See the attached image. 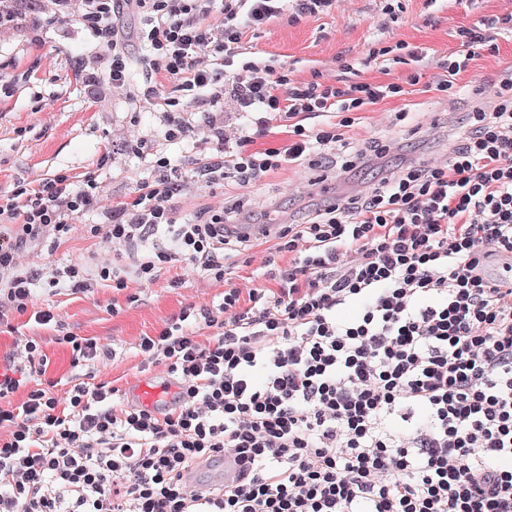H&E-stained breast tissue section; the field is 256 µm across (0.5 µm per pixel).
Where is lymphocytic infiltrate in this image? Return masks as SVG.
Segmentation results:
<instances>
[{
	"label": "lymphocytic infiltrate",
	"instance_id": "obj_1",
	"mask_svg": "<svg viewBox=\"0 0 512 512\" xmlns=\"http://www.w3.org/2000/svg\"><path fill=\"white\" fill-rule=\"evenodd\" d=\"M289 0H68L112 53L109 80L129 79L130 52L116 19L127 3L145 16L142 65L186 89L224 97L226 67L244 27L278 17ZM222 25L208 24L213 12ZM512 15L460 28L436 89L455 94L479 52H497ZM244 107L281 114L284 142L238 149L205 163L206 185L260 182L285 166L323 167L326 147L362 112L400 96L395 81L289 85L270 65H250L233 87ZM336 112L337 127L302 116ZM446 162H403L370 192L316 207L307 221L279 225L275 252L287 265L264 285L231 288L217 309L182 310L139 337L145 364L176 381L164 405L117 402L111 381L65 392L47 379L35 339L0 365V512H512V284L495 281L512 260V73L492 106L475 102ZM181 171L155 154L132 201L107 224L79 218L99 208L95 180L20 182L0 203V321L34 311L36 287L88 292L126 286L112 259L161 229L172 250L146 254L144 284L181 260L223 280L224 256L246 236L224 227L241 200L177 224L170 200ZM81 234L96 239L95 265L75 259L30 269V246ZM361 308L339 317L350 302ZM236 461L223 488L192 489L185 473L215 456Z\"/></svg>",
	"mask_w": 512,
	"mask_h": 512
}]
</instances>
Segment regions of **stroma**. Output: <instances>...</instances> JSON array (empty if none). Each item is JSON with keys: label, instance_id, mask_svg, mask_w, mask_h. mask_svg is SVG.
<instances>
[{"label": "stroma", "instance_id": "obj_1", "mask_svg": "<svg viewBox=\"0 0 512 512\" xmlns=\"http://www.w3.org/2000/svg\"><path fill=\"white\" fill-rule=\"evenodd\" d=\"M0 5L12 14L11 22L0 25V200L9 198L23 180L63 174L77 189L92 178L104 201L82 216L85 224L106 223L113 205L133 199L138 183L148 175L145 157L157 151L166 153L185 178L182 191L170 201L176 223L193 221L207 209H221L233 198L247 201L253 224L303 220L323 200L373 188L399 157L423 165L445 161L475 89L491 99L494 82L512 71V33L504 31L498 52L478 56L461 75L454 98L440 99L433 88L440 62L457 46L460 27L512 13V0H334L328 11L300 16L285 9L267 26L245 30V59L272 62L295 81L316 76L330 85L391 75L403 84V95L364 112L344 138L359 145L374 138L389 140L401 145L402 152L351 170L299 167L278 171L252 186L228 180L208 187L197 180L196 170L226 150L223 141L208 136L210 127L232 136L262 123L270 131L268 143L277 145L284 139L279 117L245 111L229 94L213 104L206 92L186 91L170 82L165 95L181 112L187 130L180 140L165 141L166 113L137 95L145 82L139 62H132L127 86L113 88L108 80L111 53L89 36L72 12L54 0H0ZM400 40L421 47V60L399 63L389 54L384 65H366L373 50ZM413 74L419 75L418 84H409ZM400 110L409 114L402 127L393 123L394 112ZM137 140L144 151L140 158L131 148ZM272 245L268 238L253 241L245 251L227 252L228 270L220 281L184 271L176 262L146 288L132 279L121 291L109 286L91 294L68 288L37 290V308L52 310L57 325H39L27 314L15 316L9 325L0 326V359L12 352L16 338L34 337L48 358L47 378L64 391L84 380L87 369L73 367L71 351L59 343V336H94L113 351L101 378L121 390L165 382L161 369L142 371L135 348L138 338L154 335L185 308H218L225 289L253 287V276L267 257L286 265L287 254L271 255ZM177 276L183 277L182 286L171 287Z\"/></svg>", "mask_w": 512, "mask_h": 512}]
</instances>
